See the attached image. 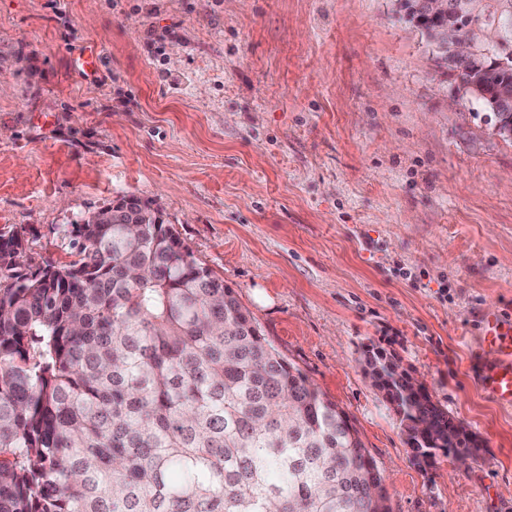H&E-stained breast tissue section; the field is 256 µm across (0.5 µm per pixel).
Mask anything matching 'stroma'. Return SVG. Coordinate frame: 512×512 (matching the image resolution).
Returning a JSON list of instances; mask_svg holds the SVG:
<instances>
[{"label":"stroma","instance_id":"obj_1","mask_svg":"<svg viewBox=\"0 0 512 512\" xmlns=\"http://www.w3.org/2000/svg\"><path fill=\"white\" fill-rule=\"evenodd\" d=\"M0 228L65 264L133 194L352 419L391 512H512V138L398 0H0ZM395 356L482 442L421 468L364 370ZM480 342L489 354L487 362H477L482 391L496 404L512 406V324L496 315L486 316L480 326Z\"/></svg>","mask_w":512,"mask_h":512}]
</instances>
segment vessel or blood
Segmentation results:
<instances>
[{"mask_svg":"<svg viewBox=\"0 0 512 512\" xmlns=\"http://www.w3.org/2000/svg\"><path fill=\"white\" fill-rule=\"evenodd\" d=\"M480 342L489 354L488 361L478 363L482 391L496 404L512 406V324L498 316H486L480 326Z\"/></svg>","mask_w":512,"mask_h":512,"instance_id":"1","label":"vessel or blood"}]
</instances>
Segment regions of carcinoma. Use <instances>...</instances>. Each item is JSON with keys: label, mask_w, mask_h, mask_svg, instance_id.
Masks as SVG:
<instances>
[{"label": "carcinoma", "mask_w": 512, "mask_h": 512, "mask_svg": "<svg viewBox=\"0 0 512 512\" xmlns=\"http://www.w3.org/2000/svg\"><path fill=\"white\" fill-rule=\"evenodd\" d=\"M427 29L477 25L439 58L512 114V0ZM75 226L68 264L0 229V512H390L349 415L262 336L233 289L134 194ZM423 460L475 457L448 411L391 357L366 356ZM479 34L477 26H467L462 29L448 28L445 33L444 48L450 45L459 55H467L474 51L476 35Z\"/></svg>", "instance_id": "cac0c4a2"}]
</instances>
